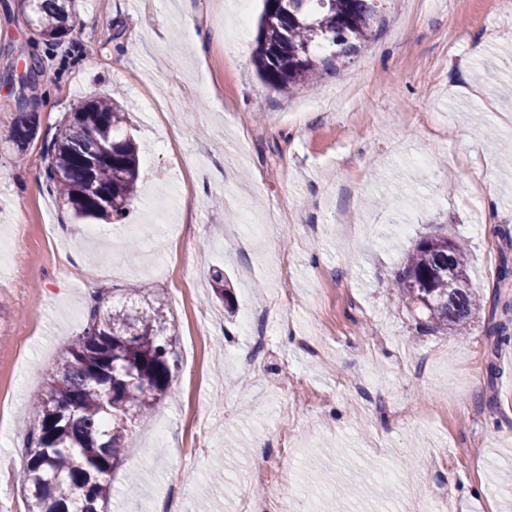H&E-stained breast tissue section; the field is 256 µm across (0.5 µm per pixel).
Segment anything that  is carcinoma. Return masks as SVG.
I'll use <instances>...</instances> for the list:
<instances>
[{"label": "carcinoma", "mask_w": 512, "mask_h": 512, "mask_svg": "<svg viewBox=\"0 0 512 512\" xmlns=\"http://www.w3.org/2000/svg\"><path fill=\"white\" fill-rule=\"evenodd\" d=\"M39 15L40 41H61L75 26L73 0H19ZM377 18L374 0H263L253 63L280 92L317 69L355 54ZM128 117L109 99H92L58 126L46 148V178L77 218L114 224L137 197L139 152ZM37 115L19 107L12 138L26 145ZM217 298L231 305L224 269L210 273ZM414 307L421 332H467L479 295L467 274L465 245L445 236L421 239L393 284ZM177 336L163 301L110 305L94 297L90 320L46 372L32 397L34 425L24 441L19 482L28 512H99L112 500L110 472L132 423L153 413L178 367Z\"/></svg>", "instance_id": "obj_1"}]
</instances>
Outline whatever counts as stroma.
<instances>
[{
    "label": "stroma",
    "mask_w": 512,
    "mask_h": 512,
    "mask_svg": "<svg viewBox=\"0 0 512 512\" xmlns=\"http://www.w3.org/2000/svg\"><path fill=\"white\" fill-rule=\"evenodd\" d=\"M361 50L283 94L253 65L262 0H75L56 46L0 0V429L22 442L29 396L87 324L92 293H162L179 361L112 471V512H238L277 488L294 512H415L441 491L461 512H512V0H378ZM207 31L196 47L185 22ZM81 43L87 55L73 53ZM51 79L26 90L39 130L10 139L26 52ZM92 97L127 112L139 193L118 224L76 218L46 189V147ZM183 188L190 207L155 211ZM501 218L485 221L487 199ZM463 242L481 297L459 338L418 333L388 285L422 238ZM108 261H90V254ZM225 269L227 314L211 288ZM273 311L270 352L243 369V318ZM507 327V342L489 327ZM292 435L271 482L263 455ZM261 442V456L235 453ZM0 446V512H27Z\"/></svg>",
    "instance_id": "1"
}]
</instances>
